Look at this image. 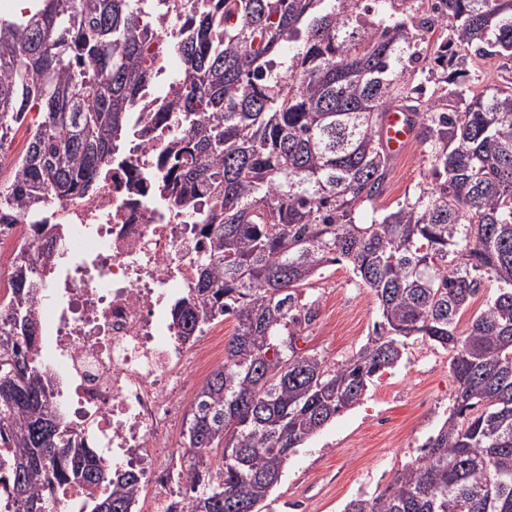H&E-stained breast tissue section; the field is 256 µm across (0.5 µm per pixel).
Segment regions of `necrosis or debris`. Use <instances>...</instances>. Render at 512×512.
I'll list each match as a JSON object with an SVG mask.
<instances>
[{
	"label": "necrosis or debris",
	"mask_w": 512,
	"mask_h": 512,
	"mask_svg": "<svg viewBox=\"0 0 512 512\" xmlns=\"http://www.w3.org/2000/svg\"><path fill=\"white\" fill-rule=\"evenodd\" d=\"M172 130L113 154L92 199L58 203L68 232L35 302L31 349L55 373L72 431L152 488L132 512H171L175 428L224 361L211 331L184 342L172 328L170 303L190 293L208 251L200 225L154 190Z\"/></svg>",
	"instance_id": "necrosis-or-debris-1"
}]
</instances>
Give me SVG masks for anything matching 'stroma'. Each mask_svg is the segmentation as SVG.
<instances>
[{"mask_svg":"<svg viewBox=\"0 0 512 512\" xmlns=\"http://www.w3.org/2000/svg\"><path fill=\"white\" fill-rule=\"evenodd\" d=\"M430 167L417 143L391 159L384 192L363 207L362 222L418 193ZM306 294L315 300L318 318L299 348L331 365L344 362L366 343L379 319L373 293L356 285L347 265L336 264L324 268ZM449 358L443 348L408 339L399 365L369 388L362 404L338 415L291 455L268 499L270 512H343L352 497L383 491L449 414L456 387Z\"/></svg>","mask_w":512,"mask_h":512,"instance_id":"35a3bbf8","label":"stroma"}]
</instances>
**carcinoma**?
Segmentation results:
<instances>
[{"mask_svg":"<svg viewBox=\"0 0 512 512\" xmlns=\"http://www.w3.org/2000/svg\"><path fill=\"white\" fill-rule=\"evenodd\" d=\"M41 0L0 13V226L30 215L42 247L21 250L0 305V447L14 449L11 512H131L142 477L75 444L54 377L29 349L39 280L63 199L93 196L129 134L128 113L160 59L156 19L180 20L178 133L157 191L203 225L209 256L173 306L188 339L233 317L224 364L185 420L178 512H261L294 450L360 404L405 341L451 353L454 405L422 453L380 494L344 512H512V82L470 94L472 59L512 65V0ZM448 36L421 68L422 32ZM434 84L425 97L424 84ZM402 105L431 157L426 186L369 224L390 156L380 131ZM25 150L6 145L27 113ZM336 263L373 292L374 336L340 365L297 346L316 321L302 298ZM497 292L465 328L486 284Z\"/></svg>","mask_w":512,"mask_h":512,"instance_id":"carcinoma-1","label":"carcinoma"}]
</instances>
